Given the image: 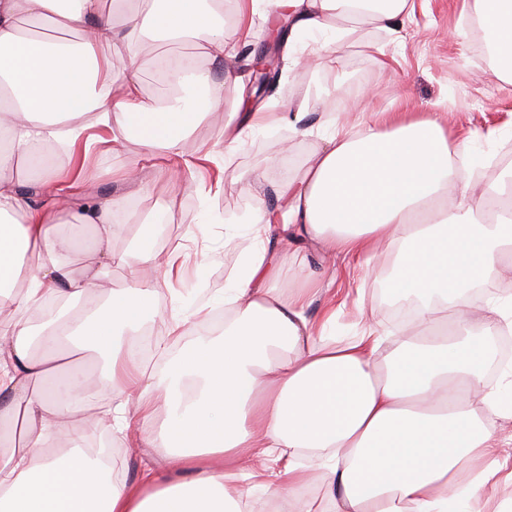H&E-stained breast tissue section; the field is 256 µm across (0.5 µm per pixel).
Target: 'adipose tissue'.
<instances>
[{
    "mask_svg": "<svg viewBox=\"0 0 512 512\" xmlns=\"http://www.w3.org/2000/svg\"><path fill=\"white\" fill-rule=\"evenodd\" d=\"M267 3L289 35L329 33L336 57L345 50L336 19L364 15L389 29L414 11V0ZM462 13L492 39L498 75L512 84V0H462ZM153 37L197 42L214 63L233 58L224 0H0V131L9 138L0 151V512H243L230 493L238 477L256 489L284 483L293 495L308 480V457L324 468L326 489L307 512H488L487 492L512 483V454L493 436L495 419L512 415V371L485 383L488 342L512 332V307L489 300L476 322L466 310L469 291L494 285L512 263V211L484 222L441 113L373 112L337 127L279 188L283 208L257 205L251 219L255 236L277 230L325 261L370 265L387 243L389 290L419 299V334L388 344L369 324L337 344L331 318L307 315L315 289L273 284L282 257L262 245L227 280L234 316L218 337L153 375L121 354L155 307L139 271L166 260L144 245L118 258L107 251L123 202H86L91 176L77 151L103 127L113 145L133 138L165 158L162 176L179 180L195 160L190 135L223 98L222 83L187 57L160 62L171 95H145L136 60ZM28 171L42 174L35 198L21 192ZM63 224L94 227L81 270L66 261L76 238ZM114 263L132 279L104 298L99 279ZM48 300L82 313L35 326L32 311ZM71 338L103 361L108 424L74 423L81 375L34 390ZM155 386L168 408L157 441ZM108 429L166 453L138 482L116 484L87 449Z\"/></svg>",
    "mask_w": 512,
    "mask_h": 512,
    "instance_id": "adipose-tissue-1",
    "label": "adipose tissue"
}]
</instances>
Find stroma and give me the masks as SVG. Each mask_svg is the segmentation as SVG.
<instances>
[{
    "mask_svg": "<svg viewBox=\"0 0 512 512\" xmlns=\"http://www.w3.org/2000/svg\"><path fill=\"white\" fill-rule=\"evenodd\" d=\"M460 5L461 0H415L414 13L392 33L362 17L342 19L339 25L348 29L349 36L342 58L336 61L323 56L327 34L295 36L292 48L281 53L277 88L258 104L276 114L293 99L320 97L321 106L308 115L311 133L307 136L292 134L277 121L262 130L249 128L244 115L237 112L240 90L251 83V62L275 22L265 5H258L249 46L239 51L240 81L225 80L222 111L212 113L194 132L196 146L202 150L215 144L225 124H232L240 134L237 142L220 146L213 163L220 173L215 193L198 191L196 179L190 177L178 182L158 178V159L146 157L132 140L117 150H101L88 157V166L97 173L88 185V198L97 202L124 198L129 217L108 244V251L120 256L145 243L183 265L180 280H167L161 271L154 276L155 310L145 326L155 330L157 338L167 339L168 352L163 358L154 354L142 358L147 371H160L199 339L205 305L221 292L229 274L242 266L257 243L250 230L257 201L278 204L277 186L324 147L331 123L350 125L366 112H393L403 99L412 111L445 113L450 135L471 139L468 151L456 159L462 175L471 176L479 191L500 182L505 172L496 167L495 160L512 145V85L499 79L492 62L474 49L471 38H458V30L470 27ZM371 43L381 45L383 55L370 53L367 46ZM133 164L141 166L144 176L139 189L118 178L124 167ZM255 170L264 174V195L259 199L249 192L246 182L247 174ZM214 214L223 215V222H211ZM378 273L377 280L366 283L354 258L340 257L329 264L313 254L304 267L284 264L278 280L317 289L310 313L335 304L331 333L337 338L353 337L369 319L396 336L400 328L390 312L395 299L388 291L389 265L379 266ZM178 316L188 319L189 331L179 338L168 337L167 325ZM63 366L80 370L83 377L84 395L74 416L76 423L108 419L112 395L100 364L71 349ZM161 454L158 448L127 447L116 436L112 470L129 484L139 479L145 464Z\"/></svg>",
    "mask_w": 512,
    "mask_h": 512,
    "instance_id": "stroma-1",
    "label": "stroma"
}]
</instances>
